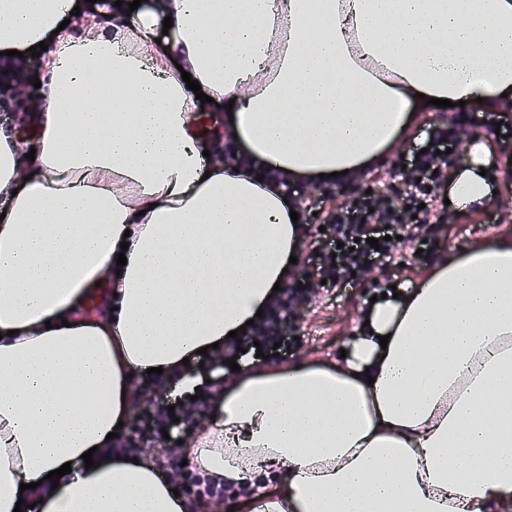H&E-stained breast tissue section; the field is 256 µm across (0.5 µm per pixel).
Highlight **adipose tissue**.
Instances as JSON below:
<instances>
[{"mask_svg": "<svg viewBox=\"0 0 512 512\" xmlns=\"http://www.w3.org/2000/svg\"><path fill=\"white\" fill-rule=\"evenodd\" d=\"M75 5L0 0V52L53 45L34 161L0 124V512H194L151 462L113 453L123 389L160 367L191 390L183 358L288 283L289 184L368 171L429 98L512 103V0H153L77 31L62 25ZM186 72L233 101L224 130L244 157L205 162ZM487 154L473 138L457 206L489 199ZM369 321L341 363L251 369L218 397L191 450L200 476L276 475L239 512L512 498V238L456 253Z\"/></svg>", "mask_w": 512, "mask_h": 512, "instance_id": "1", "label": "adipose tissue"}]
</instances>
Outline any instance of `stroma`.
<instances>
[{"label": "stroma", "instance_id": "1", "mask_svg": "<svg viewBox=\"0 0 512 512\" xmlns=\"http://www.w3.org/2000/svg\"><path fill=\"white\" fill-rule=\"evenodd\" d=\"M455 116L452 110L422 113L405 149L388 154L377 166L369 169L363 176V184L375 192L397 191V173L411 159L413 151L422 145L429 125L453 120ZM506 116L512 118V105L508 103L482 109L476 114L478 124L474 131L487 141L493 154L488 174L496 193L485 205H473L464 210L445 204L438 206L436 224L421 231L423 238L435 241V248L430 254H418L417 243L404 239L396 245L394 263L375 269L372 274L347 287L314 291L302 305L299 316L293 320L295 339L289 354L277 358H254V366L275 369L335 364L346 343L361 332L371 307L370 299L381 295L384 282H391L400 291L418 287L424 272L450 257L452 252L464 250L492 235L512 238V138L506 140L496 134L497 122ZM292 191L302 204L305 223L317 226L344 201L346 189L328 184L321 186L319 194L314 195L309 186L298 184ZM185 371L198 378V388L207 404L234 378L233 372L224 368L222 362L210 358L202 362L191 360ZM203 429L204 424L200 421L178 424L170 430L167 444L150 448L146 454L149 461L160 466L162 476L169 478L173 488L193 486L191 499L195 502L213 495L208 483L196 479V466L188 460L190 450ZM171 461L183 463V470L170 472L167 464Z\"/></svg>", "mask_w": 512, "mask_h": 512}]
</instances>
